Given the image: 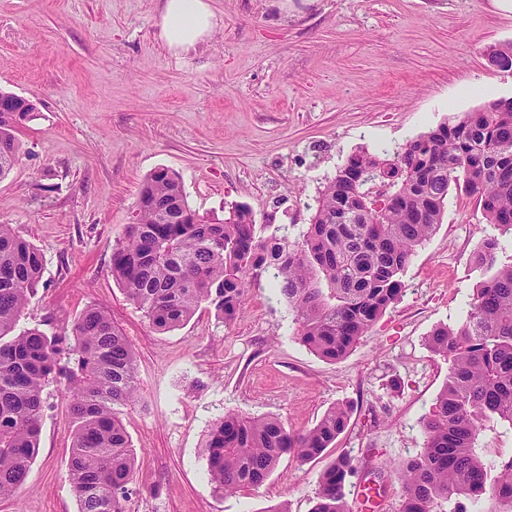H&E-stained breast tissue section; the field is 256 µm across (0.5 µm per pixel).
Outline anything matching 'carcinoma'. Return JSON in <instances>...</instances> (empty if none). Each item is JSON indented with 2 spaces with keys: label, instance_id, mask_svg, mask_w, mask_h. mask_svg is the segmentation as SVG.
Here are the masks:
<instances>
[{
  "label": "carcinoma",
  "instance_id": "cac0c4a2",
  "mask_svg": "<svg viewBox=\"0 0 512 512\" xmlns=\"http://www.w3.org/2000/svg\"><path fill=\"white\" fill-rule=\"evenodd\" d=\"M487 56L512 68V43L489 46ZM12 124V114H0V174L20 158ZM387 175L389 195L375 206L368 189ZM461 185L496 230L476 256L495 272L458 327L441 325L428 336L448 361V379L423 418V448L400 466L402 512H439L461 494L471 512H484L486 498L512 512V454L488 457L476 448L483 421L512 427V263L495 268L501 237L512 238V101H488L392 152L351 155L293 243L259 236L244 205L222 219L200 216L179 178L157 169L143 181L135 222L112 247V277L155 328L173 330L203 305L233 319L248 275L267 271L297 314L301 342L336 361L401 296L405 269ZM42 273L39 249L0 224V498L19 492L38 456L43 393L62 377L71 392L67 471L78 512H126L134 453L121 414L138 393L135 351L111 315L92 306L58 333L17 331ZM350 412L333 406L305 433L276 418L224 414L205 442L211 483L224 493L259 487L283 455L320 456ZM354 470L350 458L338 457L319 478L312 512H350L345 483Z\"/></svg>",
  "mask_w": 512,
  "mask_h": 512
}]
</instances>
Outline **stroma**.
Listing matches in <instances>:
<instances>
[{"instance_id":"1","label":"stroma","mask_w":512,"mask_h":512,"mask_svg":"<svg viewBox=\"0 0 512 512\" xmlns=\"http://www.w3.org/2000/svg\"><path fill=\"white\" fill-rule=\"evenodd\" d=\"M161 0H0V90L34 100L18 163L0 180V224L44 258L20 321L60 331L103 308L133 345L139 393L121 419L134 450L127 512H312L321 473L358 460L346 495L375 476L376 512H401L396 468L420 452L421 420L448 376L427 346L456 327L480 280L489 232L465 193L416 250L405 290L341 359L298 337L259 272L233 321L203 307L155 329L112 277L143 179L175 173L193 210L247 205L261 237L298 241L326 181L360 150L396 148L484 102L512 99L486 50L512 43V0H210L217 25L196 50L158 37ZM65 380L44 391L39 454L0 512H78L66 462ZM352 406L320 458L283 456L260 487L215 490L203 447L224 413L312 428Z\"/></svg>"}]
</instances>
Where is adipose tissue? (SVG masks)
<instances>
[{"mask_svg":"<svg viewBox=\"0 0 512 512\" xmlns=\"http://www.w3.org/2000/svg\"><path fill=\"white\" fill-rule=\"evenodd\" d=\"M216 26L209 0H163L159 37L173 51H187L206 42Z\"/></svg>","mask_w":512,"mask_h":512,"instance_id":"ef3b65f1","label":"adipose tissue"}]
</instances>
